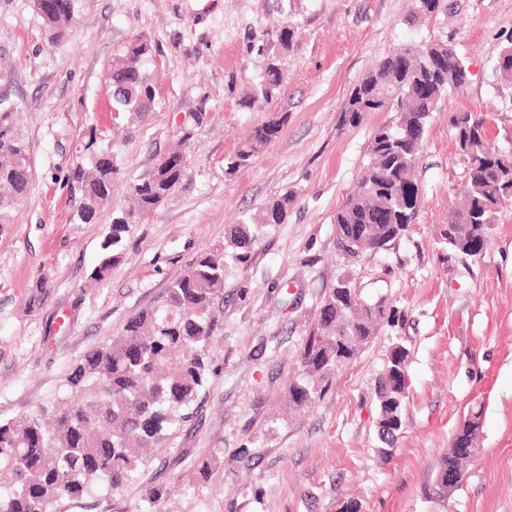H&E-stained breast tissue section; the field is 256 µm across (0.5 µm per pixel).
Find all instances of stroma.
I'll use <instances>...</instances> for the list:
<instances>
[{"mask_svg":"<svg viewBox=\"0 0 512 512\" xmlns=\"http://www.w3.org/2000/svg\"><path fill=\"white\" fill-rule=\"evenodd\" d=\"M413 0H77L62 41H48L34 0H0V109L29 149L27 201L0 225V417L30 414L64 393L72 366L159 302L228 225L293 192L285 223L228 262L209 382L167 447L121 489H102L66 512H512V203L494 218L481 256L449 251L440 232L466 187L449 117L483 119L490 145L512 152V84L496 65L512 44V0H438L411 21ZM294 37L279 47L282 23ZM147 41L158 78L145 118L112 122L105 74L132 38ZM444 42L469 71L432 114L415 174L419 203L405 234L357 259L336 243L337 212L369 161L374 131L397 112L346 125L352 88L406 44ZM283 54L277 94L253 109L243 94ZM205 113L188 142V173L143 223L100 285L98 263L113 211L134 181L178 142L186 116ZM276 139L238 172L226 160L256 127ZM120 169L110 207L82 224L71 179L88 164L89 130ZM348 281L370 303L402 313L339 367L308 409L288 408L289 378L329 288ZM409 351L403 427L392 458L377 454L372 388L393 342ZM479 448L461 487L433 495L435 467L473 403ZM219 454L207 480L198 460ZM163 493L161 503L151 492Z\"/></svg>","mask_w":512,"mask_h":512,"instance_id":"obj_1","label":"stroma"}]
</instances>
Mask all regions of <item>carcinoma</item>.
I'll return each mask as SVG.
<instances>
[{
  "mask_svg": "<svg viewBox=\"0 0 512 512\" xmlns=\"http://www.w3.org/2000/svg\"><path fill=\"white\" fill-rule=\"evenodd\" d=\"M76 0H51L40 13L51 42L63 39L75 13ZM151 49L129 41L108 68L113 120L153 111L157 88L146 67ZM512 83V46L496 66ZM467 70L446 43L403 45L380 60L351 91L342 121L357 125L367 112L388 108L400 112L399 124L383 125L373 135L370 161L345 206L336 213L339 249L357 257L386 249L406 231L419 188L414 179L428 121L439 100L461 87ZM281 58H269L262 81L244 93L240 106L250 109L281 86ZM10 113H0V224L28 198L31 161L23 139L12 131ZM462 157L468 194L465 206L451 212L441 236L448 250L469 255L472 242L486 243L492 217L512 199V153L498 151L485 138L483 121L469 112L450 116ZM280 123L256 127L227 162V171L246 167L273 141ZM90 131L85 150L91 168H75L82 185L77 210L81 224L96 222L112 200L119 168L107 150L97 149ZM187 172L185 151L164 157L148 176L132 185L134 204L112 214L111 230L102 244L100 262L90 279L104 282L123 258L130 226L151 215L181 183ZM293 195L284 194L259 213L233 224L224 242L198 254L174 279L156 307L132 314L116 336L91 349L66 377L64 395L49 408L13 418H0V512H55L62 502L93 494L101 482L117 489L134 479L151 452L166 447L186 410L196 402L210 374L208 345L218 326L216 305L224 299L225 257L245 264L256 242L288 217ZM399 310L384 301L369 304L343 281L325 294L315 324L301 353L302 378L288 386V409L302 410L321 395L331 374L353 359L382 324L395 325ZM407 348L392 344L385 372L373 395L378 407V454L395 451L406 395L398 372L406 365ZM482 406L473 404L455 431L448 453L437 468L433 493L446 497L465 477L471 455L456 448L463 441L476 448ZM457 476L450 486L443 476Z\"/></svg>",
  "mask_w": 512,
  "mask_h": 512,
  "instance_id": "obj_1",
  "label": "carcinoma"
}]
</instances>
